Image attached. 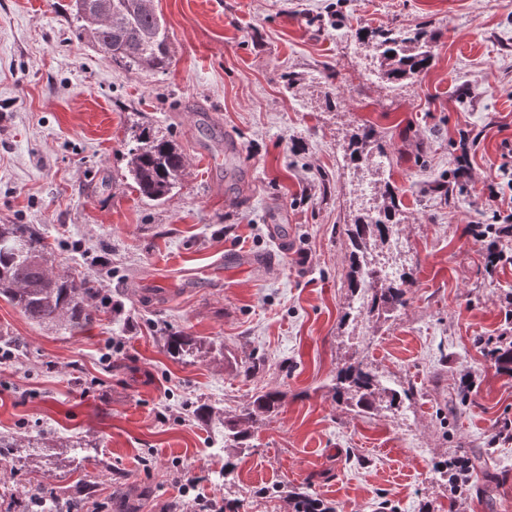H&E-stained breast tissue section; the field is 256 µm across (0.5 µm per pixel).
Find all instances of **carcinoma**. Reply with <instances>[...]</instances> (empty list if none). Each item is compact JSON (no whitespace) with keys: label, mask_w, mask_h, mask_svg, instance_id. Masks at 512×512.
Masks as SVG:
<instances>
[{"label":"carcinoma","mask_w":512,"mask_h":512,"mask_svg":"<svg viewBox=\"0 0 512 512\" xmlns=\"http://www.w3.org/2000/svg\"><path fill=\"white\" fill-rule=\"evenodd\" d=\"M70 15L80 38L92 43L108 62L128 71H163L170 65L168 28L145 0H71ZM355 37L361 45L377 49L383 76L392 84L412 85L431 65L433 37L424 31L398 27L359 29ZM386 155L376 130L365 125L353 134L344 149L345 162L355 168ZM129 172L140 194L153 201L166 199L177 187L186 169V157L170 140L158 137L150 128L142 129L138 143L128 151ZM378 203L346 225L349 251L348 288L355 293L367 280L370 298L358 315L379 317L404 308L409 303L412 272L402 271L389 280L380 272V253L402 223V204L396 187L384 178L381 164L371 166ZM52 244L29 224H0V294L24 314L41 324L65 321L73 331H81L96 319V308L88 304L97 293L88 276L59 277L48 267ZM204 341L185 334L170 335L165 347L177 359L195 355ZM498 369L512 375V339L499 337L487 351ZM338 402L359 413L377 411L381 403L389 410L402 408L413 397L411 388H387L378 369L366 356L349 360L336 371L332 384ZM283 399L280 390H268L251 397L238 413L224 417V450L240 452L250 447L253 423L278 411ZM472 459L464 454L439 461L443 475L468 471ZM291 512H335L331 506L307 493L290 499Z\"/></svg>","instance_id":"cac0c4a2"}]
</instances>
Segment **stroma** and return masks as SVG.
<instances>
[{
    "label": "stroma",
    "mask_w": 512,
    "mask_h": 512,
    "mask_svg": "<svg viewBox=\"0 0 512 512\" xmlns=\"http://www.w3.org/2000/svg\"><path fill=\"white\" fill-rule=\"evenodd\" d=\"M172 63L128 72L75 34L69 0H0V224H31L58 274L97 282L96 321L40 324L0 296V512H28L39 482L84 512H186L177 481L229 497L239 512H288L305 491L336 512H512V376L482 343L501 335L512 264L489 269L493 221L483 187L512 139V0H154ZM362 27L433 34L414 85L368 81L378 58ZM337 101H328L327 89ZM377 131L403 203L410 301L390 317L344 315L346 224L366 169L344 167L359 127ZM187 159L163 202L143 198L127 152L140 127ZM471 175L456 178L460 132ZM444 182L448 193L435 191ZM274 266L183 289L153 270L194 271L226 249H273ZM182 331L207 342L165 353ZM408 408L356 414L330 384L356 349ZM286 397L254 424L225 485L223 428L198 405L232 412L258 392ZM465 391L463 405L448 400ZM488 448L487 469L455 490L435 464Z\"/></svg>",
    "instance_id": "1"
}]
</instances>
